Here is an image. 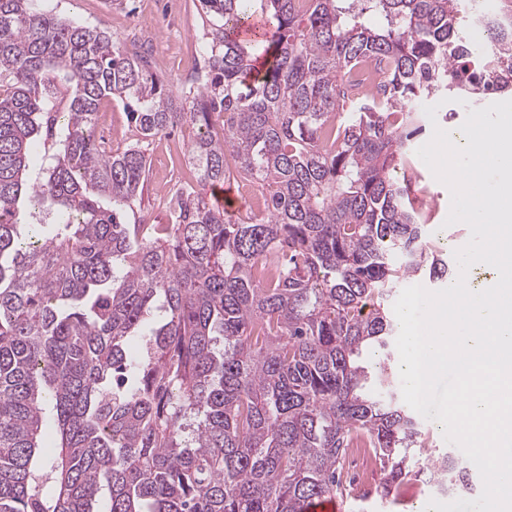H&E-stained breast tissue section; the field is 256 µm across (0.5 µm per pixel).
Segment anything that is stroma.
Segmentation results:
<instances>
[{
  "label": "stroma",
  "instance_id": "obj_1",
  "mask_svg": "<svg viewBox=\"0 0 512 512\" xmlns=\"http://www.w3.org/2000/svg\"><path fill=\"white\" fill-rule=\"evenodd\" d=\"M51 5L62 14L108 31L121 43L133 38L143 43L154 58L153 70L177 90L182 87L190 60L207 40L198 0H52ZM148 156L149 182L140 209L148 223L165 224L169 218L158 206V194L167 184L170 171L181 168L183 161L178 153L164 152L156 139L148 147ZM419 170L420 186L434 213L431 240L441 257L455 264V252L469 241L470 229L461 222L447 224L449 189L434 178L427 165H420ZM420 424L423 445L417 449L416 459L425 469L424 476L400 484L383 498L376 493L383 481L382 471L376 467L360 471L368 495L348 497V512H415L424 501H448V494L440 492L427 472L447 453L449 445L438 422L424 418Z\"/></svg>",
  "mask_w": 512,
  "mask_h": 512
}]
</instances>
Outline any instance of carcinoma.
<instances>
[{
	"label": "carcinoma",
	"mask_w": 512,
	"mask_h": 512,
	"mask_svg": "<svg viewBox=\"0 0 512 512\" xmlns=\"http://www.w3.org/2000/svg\"><path fill=\"white\" fill-rule=\"evenodd\" d=\"M503 3L200 0L207 76L179 95L97 27L0 0V512H303L345 494L357 442L379 496L421 474L391 369L360 357L397 335V284L448 276L398 171L424 100L512 89ZM468 25L488 62L452 53ZM184 124L196 189L169 224L129 219L149 141ZM238 176L263 210L204 192ZM98 112L109 114L112 120L111 127L109 126L110 120H107L106 124H102L97 120L95 132L98 139L109 137L110 132H112V139L109 142L114 150L122 149L125 145L132 142L128 141V138L133 134V131L129 127L127 111L122 106H117L112 101L104 100Z\"/></svg>",
	"instance_id": "carcinoma-1"
}]
</instances>
